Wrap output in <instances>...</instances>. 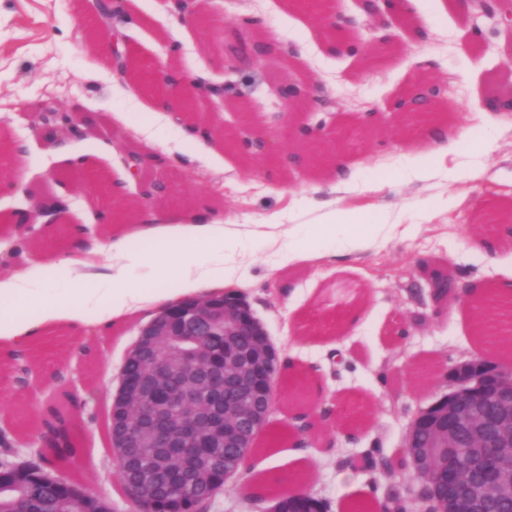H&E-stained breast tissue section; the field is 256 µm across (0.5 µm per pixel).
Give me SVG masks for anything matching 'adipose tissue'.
<instances>
[{
  "label": "adipose tissue",
  "instance_id": "ef3b65f1",
  "mask_svg": "<svg viewBox=\"0 0 512 512\" xmlns=\"http://www.w3.org/2000/svg\"><path fill=\"white\" fill-rule=\"evenodd\" d=\"M135 222L112 239V248L123 257L121 265L98 271L89 260L90 248H76L63 257L47 254L34 270L0 279V351L28 346L35 333L48 328L83 334L94 321L87 310L91 304L121 319L216 293L224 282L236 280L237 251L248 236L241 225L204 213L186 224L179 214L146 209L138 211ZM389 230L378 215L331 208L320 223L289 239L287 259L304 262L338 248L357 250ZM136 270L142 271L143 282L128 288L126 281Z\"/></svg>",
  "mask_w": 512,
  "mask_h": 512
}]
</instances>
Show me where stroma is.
Instances as JSON below:
<instances>
[{
	"mask_svg": "<svg viewBox=\"0 0 512 512\" xmlns=\"http://www.w3.org/2000/svg\"><path fill=\"white\" fill-rule=\"evenodd\" d=\"M162 0H127L137 23L125 27V51L140 74L173 64L204 80H224L223 43L233 42L237 22L253 19L250 38L277 43L285 60H249L233 79L232 106L192 115L202 139L181 136L170 114L156 115L154 142L137 133L154 96L142 82L113 72L91 40V0H0V129L26 147L23 158L0 154V279L32 268L46 252L71 250L69 229L90 230V239L111 238L110 214L128 201L146 209L175 212L184 222L206 210L228 222L258 224L281 217L279 241L248 242L238 262L241 276L230 283L271 342L288 360L279 400L246 467L226 483L207 512H264L245 488L252 477L293 468L296 449L306 451L309 476L302 486L327 512H349L355 501L397 499L401 512H420L418 480L390 467L405 445L414 417L445 389L444 374L461 361L481 356L476 334L484 322L472 308L468 286L487 288L512 280V112L484 113L477 102L512 96V65L502 52L503 27L462 14L449 0H411L394 21L388 46L374 44L356 25L337 35L339 51L327 48L326 30L313 14L289 7V0H206L210 21L189 25L173 18ZM427 30L419 40L417 30ZM429 69H419V61ZM315 77L337 104L339 136L324 150L332 162L318 169L294 164L302 145L277 139L280 160L270 164L246 146L228 147L219 130L238 136L268 133L270 113L284 124L313 122L304 112H283L271 92L283 74ZM445 83L439 100L443 140L425 128L403 123L398 101L422 80ZM78 105L87 116L79 134L62 144L38 137L37 106ZM495 143L490 154H462L454 146L460 127ZM144 155V179L163 173L167 196L148 198L126 177L125 152ZM165 161L156 170L154 156ZM433 168L425 180L408 176L412 160ZM354 167L359 178L349 189L335 188L334 160ZM84 162L93 183L54 185L49 170L63 173ZM21 181L35 193L56 192L67 202L57 223H17L15 213L32 206L14 192ZM341 205L366 213L385 211L395 228L363 248L314 262L286 263L284 242L298 225L316 223L321 208ZM451 274L458 289L450 297L431 294L418 262ZM143 311L122 321L99 315L86 343L53 330L35 337L26 352L30 384L0 385V427L12 445L0 446V460L32 459L36 410L59 391L79 404L77 432L85 453L65 475L113 512H130L119 494L116 462L105 418L120 382L123 362L141 325ZM312 410V426L299 431L298 408Z\"/></svg>",
	"mask_w": 512,
	"mask_h": 512,
	"instance_id": "obj_1",
	"label": "stroma"
}]
</instances>
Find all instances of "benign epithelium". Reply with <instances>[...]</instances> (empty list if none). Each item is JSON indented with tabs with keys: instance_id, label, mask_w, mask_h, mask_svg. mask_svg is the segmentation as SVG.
<instances>
[{
	"instance_id": "7a95c632",
	"label": "benign epithelium",
	"mask_w": 512,
	"mask_h": 512,
	"mask_svg": "<svg viewBox=\"0 0 512 512\" xmlns=\"http://www.w3.org/2000/svg\"><path fill=\"white\" fill-rule=\"evenodd\" d=\"M380 1L385 10L393 11V0H360L371 30L378 29L382 17ZM123 2L93 0L94 34L115 44L124 41L115 27V20L123 17ZM472 2L480 15L512 29V6L503 9L504 0ZM316 15L330 28L348 26L336 19L328 0L320 2ZM299 85L285 76L274 95L287 108L309 112L308 103L297 94ZM231 90L229 81H201L187 92L185 112H197L202 100H222ZM437 101L424 90L412 94L400 107L405 123L417 127L431 122ZM78 112L72 108L58 122L43 124L40 135L55 142L75 134ZM305 128L308 157L317 161L324 137L335 126L321 118ZM63 207L56 197L44 195L34 212L20 213L21 222L29 223L35 216L55 219ZM428 283L436 297L455 292L456 283L449 274L433 273ZM210 336L224 337L222 356L211 353ZM126 362L139 364L141 373L136 382L121 374L119 390L112 398L111 444L117 456L125 459L136 448H160L168 455L192 460L199 448H232L234 452L224 454V481L242 472L274 408L281 359L264 326L240 296L222 293L203 307L186 300L161 309L140 328ZM176 367L190 371L181 384L173 380ZM446 379L451 388L415 417L407 447L412 449L418 472L428 468L435 454L444 452L451 459L458 449H468L484 476L476 480L450 467L431 493L443 502L442 512H481L487 501L512 498V471L505 467V461L512 458V367L490 365L475 356L457 364ZM131 414L139 425L135 435L125 428ZM421 431L431 436L425 448L416 444Z\"/></svg>"
}]
</instances>
